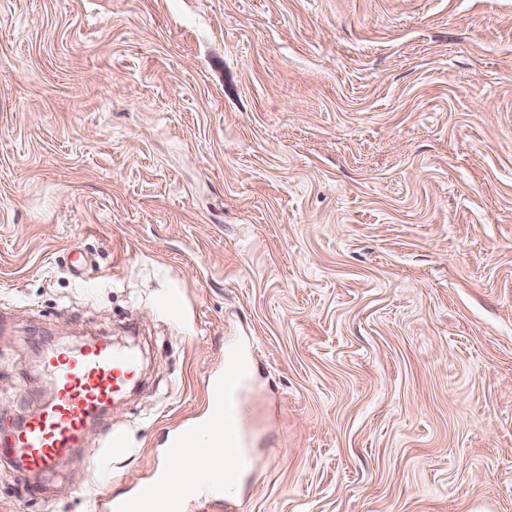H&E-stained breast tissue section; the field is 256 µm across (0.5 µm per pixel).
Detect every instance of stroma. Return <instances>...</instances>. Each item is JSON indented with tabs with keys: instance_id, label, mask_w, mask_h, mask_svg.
<instances>
[{
	"instance_id": "35a3bbf8",
	"label": "stroma",
	"mask_w": 512,
	"mask_h": 512,
	"mask_svg": "<svg viewBox=\"0 0 512 512\" xmlns=\"http://www.w3.org/2000/svg\"><path fill=\"white\" fill-rule=\"evenodd\" d=\"M93 337L140 384L0 512L132 493L244 339L238 512H512V0H0V415Z\"/></svg>"
}]
</instances>
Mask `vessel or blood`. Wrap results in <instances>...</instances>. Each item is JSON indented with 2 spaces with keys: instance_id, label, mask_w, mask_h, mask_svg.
<instances>
[{
  "instance_id": "b4317fda",
  "label": "vessel or blood",
  "mask_w": 512,
  "mask_h": 512,
  "mask_svg": "<svg viewBox=\"0 0 512 512\" xmlns=\"http://www.w3.org/2000/svg\"><path fill=\"white\" fill-rule=\"evenodd\" d=\"M249 345H241L235 370L225 372L228 398L220 406L224 416V444L199 448L194 426L183 427L170 447L186 461L183 488L173 492L165 469L124 498L101 491L103 512H142L145 500L159 503L163 512H186L192 505L208 507L221 501L230 474H242L253 460L249 453L246 358ZM45 363L54 376L55 390L43 406L17 423L0 420V461L11 463L23 481L52 477L72 448L79 445L86 425L102 416L122 397L137 376L134 353L117 351L111 343L92 341L77 350L49 348Z\"/></svg>"
}]
</instances>
